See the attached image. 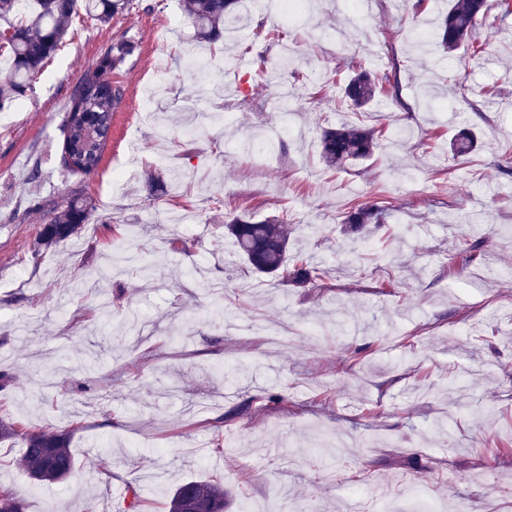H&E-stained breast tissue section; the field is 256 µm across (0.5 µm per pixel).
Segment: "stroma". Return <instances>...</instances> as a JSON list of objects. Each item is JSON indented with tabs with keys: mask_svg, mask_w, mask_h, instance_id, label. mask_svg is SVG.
Returning <instances> with one entry per match:
<instances>
[{
	"mask_svg": "<svg viewBox=\"0 0 512 512\" xmlns=\"http://www.w3.org/2000/svg\"><path fill=\"white\" fill-rule=\"evenodd\" d=\"M242 0L189 70L182 0H133L102 25L74 22L26 96L0 110V419L68 429L74 476L39 485L23 441L0 442V486L27 512H166L177 484L223 480L227 512L279 497L280 512H346L367 483L425 487L443 512L487 493L512 512V14L492 6L470 62L416 49L448 0H308L306 17ZM363 21H356V14ZM135 50L99 169L61 170V120L109 41ZM397 78L354 109L351 65ZM391 129L346 171L318 161L322 128ZM196 131L186 140L184 129ZM474 150L454 157L461 131ZM93 198L76 237L34 255L46 202ZM384 201L388 223L345 230L354 203ZM287 216L289 250L328 269L300 287L256 274L228 215ZM477 241L470 267L451 256ZM137 252L147 278L110 256ZM112 302V334L96 303ZM243 324L227 336L201 314ZM109 444V456L99 452ZM278 448L270 457L268 448Z\"/></svg>",
	"mask_w": 512,
	"mask_h": 512,
	"instance_id": "1",
	"label": "stroma"
}]
</instances>
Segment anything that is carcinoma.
I'll list each match as a JSON object with an SVG mask.
<instances>
[{
	"label": "carcinoma",
	"instance_id": "cac0c4a2",
	"mask_svg": "<svg viewBox=\"0 0 512 512\" xmlns=\"http://www.w3.org/2000/svg\"><path fill=\"white\" fill-rule=\"evenodd\" d=\"M238 0H183V9L195 29V38L214 42L224 32L225 22L234 15ZM129 0H0V19L23 15L19 23L0 31V52L12 59L0 81V108L30 87L32 79L66 41L73 17L81 12L108 24L124 11ZM490 10L489 0H451L448 14L436 38H423V50L448 54L463 49L475 57L483 49L474 45L473 33ZM134 42L123 39L109 44L97 66L75 84L71 105L65 113L61 166L68 173H90L88 163L99 164L112 128V112L124 98V88L112 85L105 74L120 68L134 51ZM383 86L367 70H354L343 89L344 98L354 107L373 102ZM383 133L348 123L327 127L320 134V159L329 171L345 168L356 160L370 158ZM90 197L73 196L62 205H49L48 223L33 243L39 253L78 234L87 215L94 210ZM385 207L361 204L346 216L349 231L358 233L365 224H379ZM228 234L257 273L272 274L298 286L315 284L327 269L299 254L286 256L288 220L283 217L252 222L235 216L226 224ZM22 435V464L31 479L39 483H60L75 473L70 448L71 432H21V427L0 421V439ZM198 502L211 512H224V483L217 479H191L173 490L168 512H180L187 502ZM0 512H26V502L14 491L0 487Z\"/></svg>",
	"mask_w": 512,
	"mask_h": 512
}]
</instances>
